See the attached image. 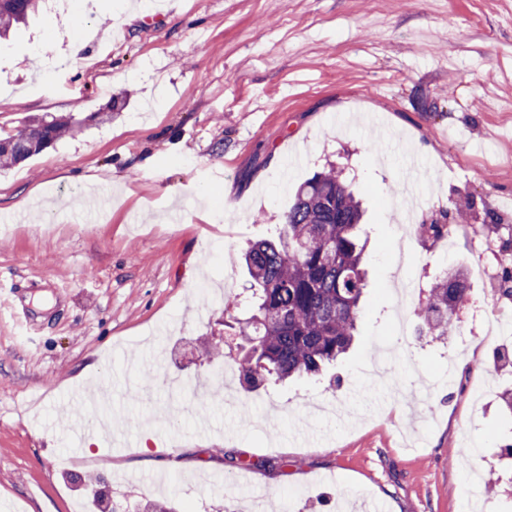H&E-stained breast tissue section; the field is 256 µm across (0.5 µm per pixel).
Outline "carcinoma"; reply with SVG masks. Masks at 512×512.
Listing matches in <instances>:
<instances>
[{
  "instance_id": "obj_1",
  "label": "carcinoma",
  "mask_w": 512,
  "mask_h": 512,
  "mask_svg": "<svg viewBox=\"0 0 512 512\" xmlns=\"http://www.w3.org/2000/svg\"><path fill=\"white\" fill-rule=\"evenodd\" d=\"M41 0H0V38L36 12ZM72 117L26 124L0 137V170L75 136ZM363 211L350 185L330 166L297 190L275 236L251 243L244 261L254 288L225 301L242 306L249 350L236 361L244 390L316 375L344 355L357 336L366 270L358 227ZM464 272L439 277L416 316L431 336L452 332L451 316L468 299Z\"/></svg>"
}]
</instances>
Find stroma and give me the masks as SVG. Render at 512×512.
<instances>
[{"label": "stroma", "instance_id": "35a3bbf8", "mask_svg": "<svg viewBox=\"0 0 512 512\" xmlns=\"http://www.w3.org/2000/svg\"><path fill=\"white\" fill-rule=\"evenodd\" d=\"M68 116L0 172V512H85L100 472L179 512H512V0H47L0 41V134ZM330 163L365 210L353 347L206 396L239 385L199 346L242 251ZM450 268L468 301L436 339L414 311ZM72 409L125 443L77 444Z\"/></svg>", "mask_w": 512, "mask_h": 512}]
</instances>
